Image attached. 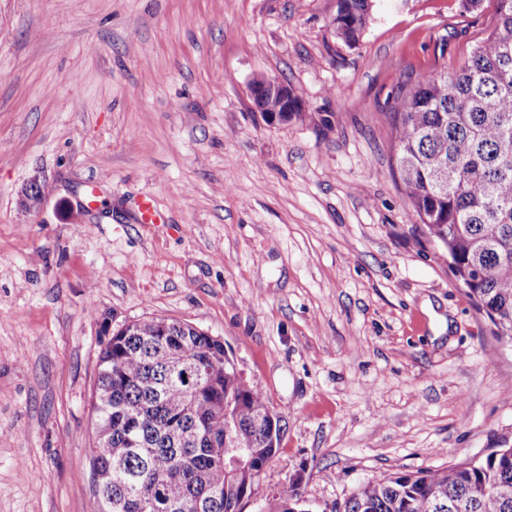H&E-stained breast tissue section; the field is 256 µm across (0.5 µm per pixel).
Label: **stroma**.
Returning <instances> with one entry per match:
<instances>
[{
    "label": "stroma",
    "mask_w": 512,
    "mask_h": 512,
    "mask_svg": "<svg viewBox=\"0 0 512 512\" xmlns=\"http://www.w3.org/2000/svg\"><path fill=\"white\" fill-rule=\"evenodd\" d=\"M336 9L0 0V512H88L98 356L152 317L221 339L285 419L242 512L297 473L332 512L512 446V344L413 218L392 136L401 87L462 66L495 0H374L352 47ZM260 77L304 117L266 124Z\"/></svg>",
    "instance_id": "35a3bbf8"
}]
</instances>
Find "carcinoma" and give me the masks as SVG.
<instances>
[{"mask_svg": "<svg viewBox=\"0 0 512 512\" xmlns=\"http://www.w3.org/2000/svg\"><path fill=\"white\" fill-rule=\"evenodd\" d=\"M459 69L421 76L395 106L396 160L413 216L450 259L466 295L512 341V0ZM373 0H339L336 37L352 46ZM255 101L267 124L299 112ZM155 317L112 333L91 395L94 512H240L278 453L260 384L243 377L224 343ZM233 455L241 458L228 466ZM301 482L265 512H302ZM334 512H512V446L364 483Z\"/></svg>", "mask_w": 512, "mask_h": 512, "instance_id": "carcinoma-1", "label": "carcinoma"}]
</instances>
